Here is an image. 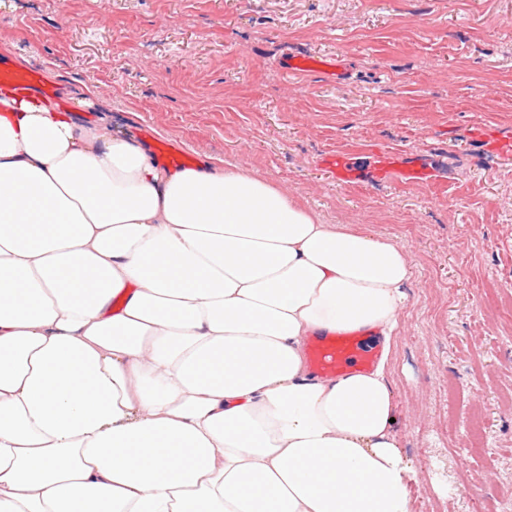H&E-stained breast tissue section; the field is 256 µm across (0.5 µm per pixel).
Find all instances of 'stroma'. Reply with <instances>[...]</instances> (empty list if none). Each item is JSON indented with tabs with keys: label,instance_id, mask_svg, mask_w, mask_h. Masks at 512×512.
Returning a JSON list of instances; mask_svg holds the SVG:
<instances>
[{
	"label": "stroma",
	"instance_id": "stroma-1",
	"mask_svg": "<svg viewBox=\"0 0 512 512\" xmlns=\"http://www.w3.org/2000/svg\"><path fill=\"white\" fill-rule=\"evenodd\" d=\"M0 34L56 99L92 87L112 130L224 158L327 224L396 238L412 275L388 371L424 512L512 501V0H0ZM338 61L295 74L294 55ZM433 171L375 182L372 150ZM355 156L341 181L329 155ZM497 285L491 304L478 288ZM482 415L486 452L467 419Z\"/></svg>",
	"mask_w": 512,
	"mask_h": 512
}]
</instances>
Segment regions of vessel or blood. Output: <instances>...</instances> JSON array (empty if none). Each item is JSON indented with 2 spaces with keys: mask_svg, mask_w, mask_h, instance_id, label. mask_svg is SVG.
Instances as JSON below:
<instances>
[{
  "mask_svg": "<svg viewBox=\"0 0 512 512\" xmlns=\"http://www.w3.org/2000/svg\"><path fill=\"white\" fill-rule=\"evenodd\" d=\"M0 81L9 83L25 91L37 86L35 70L15 69L0 66ZM375 177L379 180L393 179L401 183L429 179V171L403 168L399 157L380 152L376 155ZM309 355L313 370L325 377H334L350 370H366L377 356L368 349L360 334L340 332L312 337L309 342Z\"/></svg>",
  "mask_w": 512,
  "mask_h": 512,
  "instance_id": "1",
  "label": "vessel or blood"
}]
</instances>
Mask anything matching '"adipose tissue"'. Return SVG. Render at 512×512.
<instances>
[{
	"instance_id": "ef3b65f1",
	"label": "adipose tissue",
	"mask_w": 512,
	"mask_h": 512,
	"mask_svg": "<svg viewBox=\"0 0 512 512\" xmlns=\"http://www.w3.org/2000/svg\"><path fill=\"white\" fill-rule=\"evenodd\" d=\"M0 85V512H411L406 248ZM372 338L335 378L310 337Z\"/></svg>"
}]
</instances>
